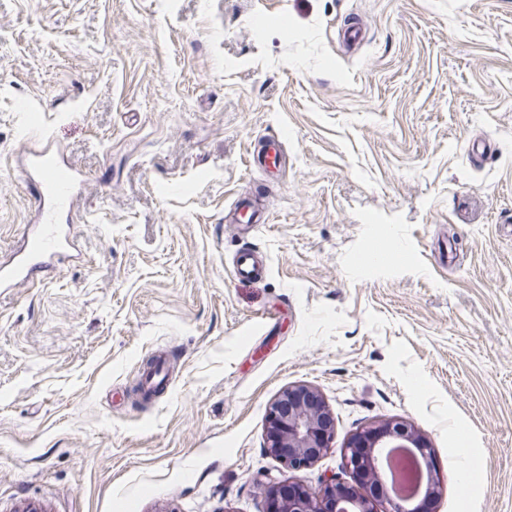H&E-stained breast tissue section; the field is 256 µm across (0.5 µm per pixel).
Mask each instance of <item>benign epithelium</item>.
Listing matches in <instances>:
<instances>
[{
    "instance_id": "benign-epithelium-1",
    "label": "benign epithelium",
    "mask_w": 512,
    "mask_h": 512,
    "mask_svg": "<svg viewBox=\"0 0 512 512\" xmlns=\"http://www.w3.org/2000/svg\"><path fill=\"white\" fill-rule=\"evenodd\" d=\"M333 417L322 396L308 385L283 389L271 402L266 425L270 453L298 476L280 483L263 484L267 512H430L439 497L440 482L430 479L431 488L422 498L404 505L387 491L372 497L365 482L385 486L382 452L386 448H411L432 473V452L427 438L403 417L386 419L353 434L346 442L343 464L352 484L325 479L316 487L305 483L299 472L309 469L329 448Z\"/></svg>"
}]
</instances>
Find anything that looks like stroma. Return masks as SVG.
<instances>
[{"label":"stroma","mask_w":512,"mask_h":512,"mask_svg":"<svg viewBox=\"0 0 512 512\" xmlns=\"http://www.w3.org/2000/svg\"><path fill=\"white\" fill-rule=\"evenodd\" d=\"M43 147L76 251L0 291V512H264L297 384L335 422L309 484L401 416L433 512H512V0H0V263ZM245 197L269 222L238 235ZM261 261L252 249L238 251L232 273L238 280H249L255 277L260 269ZM156 365L153 370L142 371L139 377L138 386L145 389H153L159 385H163L164 389L169 384L167 357L164 353L156 356Z\"/></svg>","instance_id":"obj_1"}]
</instances>
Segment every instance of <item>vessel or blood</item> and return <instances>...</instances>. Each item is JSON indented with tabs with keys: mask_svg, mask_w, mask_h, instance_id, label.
<instances>
[{
	"mask_svg": "<svg viewBox=\"0 0 512 512\" xmlns=\"http://www.w3.org/2000/svg\"><path fill=\"white\" fill-rule=\"evenodd\" d=\"M72 169L60 157L41 152L34 162L32 178L39 189V198L47 207L41 224L35 225L23 252L9 265L0 267V288H10L33 281L38 272L49 266L53 259L65 257L69 237L58 222L61 213L73 206ZM261 261L254 250L238 251L232 273L236 279L255 277ZM167 357L158 354L153 370L142 372L139 386L152 389L168 385Z\"/></svg>",
	"mask_w": 512,
	"mask_h": 512,
	"instance_id": "obj_1",
	"label": "vessel or blood"
}]
</instances>
